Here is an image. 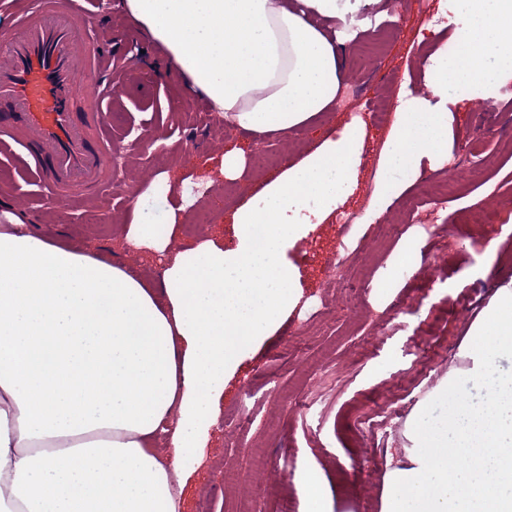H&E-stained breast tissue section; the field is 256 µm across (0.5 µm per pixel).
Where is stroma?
<instances>
[{
  "mask_svg": "<svg viewBox=\"0 0 512 512\" xmlns=\"http://www.w3.org/2000/svg\"><path fill=\"white\" fill-rule=\"evenodd\" d=\"M440 0H376L397 13L390 27L360 31L373 66L356 64L350 43L338 47L344 84L355 95L295 129L288 138L257 136L219 116L178 112L174 103L201 102L200 94L171 68L164 49L126 15L121 0H88V35L122 36L119 52L134 51L139 63L122 75L108 103L113 167L119 176L97 201L47 204L38 179L22 170L18 153L0 154V201L11 205L48 241L93 251L123 263L134 275L161 284L172 251L132 248L125 234L137 198L168 184L173 200L192 197L178 213L177 244L211 240L235 247L232 213L256 195L281 168L303 159L353 118L365 124L369 156L344 195V210L369 212L387 224L384 235L355 236L365 267L339 270L342 229L335 215L319 217L314 205L296 217L311 224L305 239L289 245L300 298L281 325L237 363L224 382L201 463L183 478L182 512H278L291 503L306 512L297 482L315 473L327 486V512H381L386 458L408 448L409 418L425 423L445 407L429 394L450 369L466 368L475 353L468 333L500 288L512 283V99L497 111L479 112L475 99L435 95L422 63L449 41ZM410 90L426 108L448 115V152L466 167H484L466 181L459 198L438 201L437 224L416 206L418 180H447L442 164L422 158L418 168L397 173L400 192L380 200L387 142L396 120L378 109V95L398 98ZM264 145L277 166H246L230 192L220 191L224 153L241 147L253 154ZM193 167H185V152ZM209 224L194 228L198 213ZM410 250L411 265L396 261Z\"/></svg>",
  "mask_w": 512,
  "mask_h": 512,
  "instance_id": "obj_1",
  "label": "stroma"
}]
</instances>
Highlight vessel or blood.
Here are the masks:
<instances>
[{
    "label": "vessel or blood",
    "mask_w": 512,
    "mask_h": 512,
    "mask_svg": "<svg viewBox=\"0 0 512 512\" xmlns=\"http://www.w3.org/2000/svg\"><path fill=\"white\" fill-rule=\"evenodd\" d=\"M81 0H22L20 25L0 49V150L24 145L25 168L55 200L109 189L112 143L103 108L114 58L81 34ZM97 91L81 89L89 77Z\"/></svg>",
    "instance_id": "obj_1"
}]
</instances>
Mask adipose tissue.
I'll return each instance as SVG.
<instances>
[{
	"mask_svg": "<svg viewBox=\"0 0 512 512\" xmlns=\"http://www.w3.org/2000/svg\"><path fill=\"white\" fill-rule=\"evenodd\" d=\"M369 0H125L130 19L213 110L254 134L288 137L336 105L343 76L330 22ZM463 36L425 61L433 93L472 97L512 72V0H447ZM448 115L410 102L399 112L382 181L445 157ZM364 129L287 166L233 213L238 244L176 252L161 286L95 252L49 243L0 208V512H180L171 475L193 460L238 360L273 332L299 294L284 259L290 206L331 213L354 179ZM137 200L133 246L166 250L177 209L156 218ZM470 334V368L435 389L448 414L411 419L405 459L388 455L382 512H512V289L499 290ZM486 401H453L469 377ZM166 440L172 456L157 450Z\"/></svg>",
	"mask_w": 512,
	"mask_h": 512,
	"instance_id": "adipose-tissue-1",
	"label": "adipose tissue"
}]
</instances>
